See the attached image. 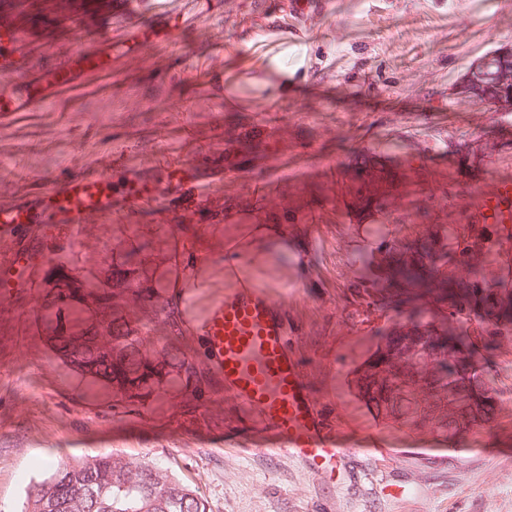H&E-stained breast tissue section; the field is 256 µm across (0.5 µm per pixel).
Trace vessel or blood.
I'll return each mask as SVG.
<instances>
[{"instance_id": "b4317fda", "label": "vessel or blood", "mask_w": 512, "mask_h": 512, "mask_svg": "<svg viewBox=\"0 0 512 512\" xmlns=\"http://www.w3.org/2000/svg\"><path fill=\"white\" fill-rule=\"evenodd\" d=\"M139 0H129L124 38L116 42L151 41V29L136 23ZM40 10L29 16L28 29H20L12 11L0 10V125L7 114L40 109L53 95L66 93L90 76L110 75L112 52L78 48L60 61L52 60L28 73L20 49L29 29L44 24ZM117 169L80 171L67 176L40 174L46 190L42 204L26 203L0 207V242L13 240L23 224L42 225L44 232L36 250L22 247L0 260V290L13 289L23 273H43L54 260L69 251L79 225L112 215V184ZM199 165L186 164L168 178L163 191L151 199L159 223L174 231L175 257L170 265L169 285L164 289H140L143 298L162 304L174 303L181 325L195 342L197 358L219 382L218 394L243 412V426L251 436L249 451L291 457L313 475L335 479L354 454L357 441L331 424L333 401H319L311 385V367L293 346L294 332L288 320L292 297L287 289L263 283L248 268L249 250L239 243L212 249L182 232L189 216L223 202L211 201ZM491 193L472 199L466 221L483 225L493 235L507 285H512V170L497 173ZM216 266L228 283L223 295L203 313H196L193 300L207 287L198 271ZM49 292L65 308L82 295L78 276L53 280Z\"/></svg>"}]
</instances>
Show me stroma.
<instances>
[{"mask_svg": "<svg viewBox=\"0 0 512 512\" xmlns=\"http://www.w3.org/2000/svg\"><path fill=\"white\" fill-rule=\"evenodd\" d=\"M140 9L154 29L172 14L183 26L155 42L154 66L132 47L113 57L111 85L87 91L80 114L53 102L16 117L0 136V163L29 179L0 181V205L40 198L39 173L71 172L75 160L98 169L113 142L126 148L116 165L150 182L205 150L224 175L212 190L233 206L223 238L257 223L288 229L289 247L269 233L254 249L261 281L287 284L295 251L311 253L306 294L288 316L299 351L323 360L312 370L317 397L340 401L339 430L371 435L396 456L353 455L326 484L294 459L225 448L234 405L180 384L113 413L128 396L81 386L33 329V291L16 288L0 301V365L9 368L0 376V512H23L30 485L49 474L44 457L98 454L154 463L196 490L208 512H512V333L495 336L482 359L496 379L478 397L450 393L421 360L425 342L461 331L429 257L467 203L492 190L494 167L512 165V105L490 103L471 83L481 62L512 51V0H329L304 17L284 0H141ZM199 28L215 43L197 42ZM155 100L173 119L149 109ZM389 170L386 194L372 195L370 177ZM370 224L390 225L404 251L367 250ZM110 237L109 225H83L68 261L102 267ZM410 253L425 257L415 268L428 287L422 298L397 281ZM145 306L113 270V321L135 322ZM426 307L432 320L422 327ZM360 308L372 319L353 334L345 321ZM337 358L354 364L352 376L337 379ZM482 398L487 429L468 424ZM452 419L459 429L445 449L428 448L429 434ZM400 478L421 495L405 504L382 497L383 484Z\"/></svg>", "mask_w": 512, "mask_h": 512, "instance_id": "obj_1", "label": "stroma"}]
</instances>
